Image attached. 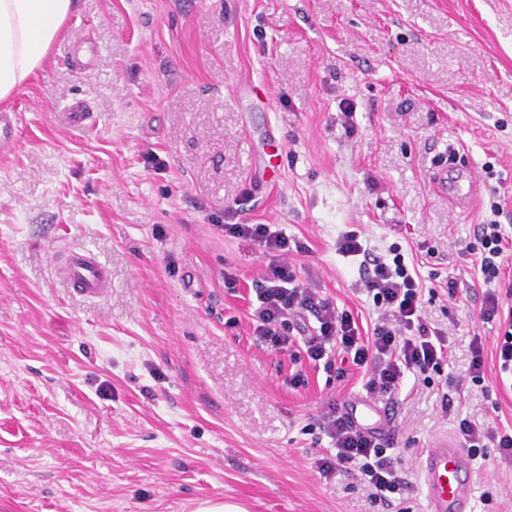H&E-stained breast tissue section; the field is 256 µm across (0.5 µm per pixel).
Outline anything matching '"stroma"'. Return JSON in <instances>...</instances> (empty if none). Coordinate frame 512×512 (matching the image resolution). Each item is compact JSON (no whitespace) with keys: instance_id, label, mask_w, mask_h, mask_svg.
<instances>
[{"instance_id":"stroma-1","label":"stroma","mask_w":512,"mask_h":512,"mask_svg":"<svg viewBox=\"0 0 512 512\" xmlns=\"http://www.w3.org/2000/svg\"><path fill=\"white\" fill-rule=\"evenodd\" d=\"M76 103L92 122L63 130ZM1 112L0 512H384L314 467L318 416L367 372L257 344L267 260L227 224L281 225L300 283L366 329L379 309L338 236L415 267L452 357L389 400L407 512H427L418 462L457 415L512 425L469 253L487 219L512 238V0H77ZM450 149L477 180L465 210L431 180ZM73 248L107 267L106 297L56 280ZM474 494L512 512V463H476ZM471 360L468 366V375L474 384L485 382L484 348L481 341L475 338L470 346Z\"/></svg>"}]
</instances>
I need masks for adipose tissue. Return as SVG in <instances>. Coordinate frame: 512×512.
Returning <instances> with one entry per match:
<instances>
[{
	"label": "adipose tissue",
	"instance_id": "1",
	"mask_svg": "<svg viewBox=\"0 0 512 512\" xmlns=\"http://www.w3.org/2000/svg\"><path fill=\"white\" fill-rule=\"evenodd\" d=\"M76 0H0V102L40 70Z\"/></svg>",
	"mask_w": 512,
	"mask_h": 512
}]
</instances>
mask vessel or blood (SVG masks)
Listing matches in <instances>:
<instances>
[{
	"instance_id": "obj_1",
	"label": "vessel or blood",
	"mask_w": 512,
	"mask_h": 512,
	"mask_svg": "<svg viewBox=\"0 0 512 512\" xmlns=\"http://www.w3.org/2000/svg\"><path fill=\"white\" fill-rule=\"evenodd\" d=\"M448 167L434 172L435 187L447 194L460 209L469 207L475 194V184L467 187L449 183ZM55 275L68 287L89 299L105 297L111 286V277L102 264L89 251L74 249L61 256L54 267ZM355 408L354 421L362 428L384 436L394 427L391 409L365 400L351 403ZM422 487L428 502V512H474L472 459L460 442L440 440L421 457L418 465Z\"/></svg>"
}]
</instances>
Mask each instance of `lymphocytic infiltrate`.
Returning a JSON list of instances; mask_svg holds the SVG:
<instances>
[{"instance_id":"lymphocytic-infiltrate-1","label":"lymphocytic infiltrate","mask_w":512,"mask_h":512,"mask_svg":"<svg viewBox=\"0 0 512 512\" xmlns=\"http://www.w3.org/2000/svg\"><path fill=\"white\" fill-rule=\"evenodd\" d=\"M224 234L257 243L270 259L251 313L254 334L268 347L284 352L300 343L308 359L325 367H332L335 359L341 358L356 367L370 368L367 392L376 397L398 391L406 375L428 378L447 359L448 339L422 319V286L402 254L389 260L371 256L352 231L342 233L337 240L342 256L361 260L365 289L382 308L371 330L365 332L350 312L299 283L288 261L290 241L276 225L228 224ZM477 237L481 244L478 271L488 285L480 317L498 325L495 356L506 372L512 370V306L504 307L491 284L501 276L500 260L508 240L494 220L479 225ZM319 428L332 445L331 451L315 461L321 476L329 478L340 470L358 473L370 499L388 507L408 490V483L398 474V457L377 436L355 427L337 404H330ZM458 435L473 458L487 459L488 448L494 447L503 459L512 461V429L484 428L464 418L458 423Z\"/></svg>"}]
</instances>
